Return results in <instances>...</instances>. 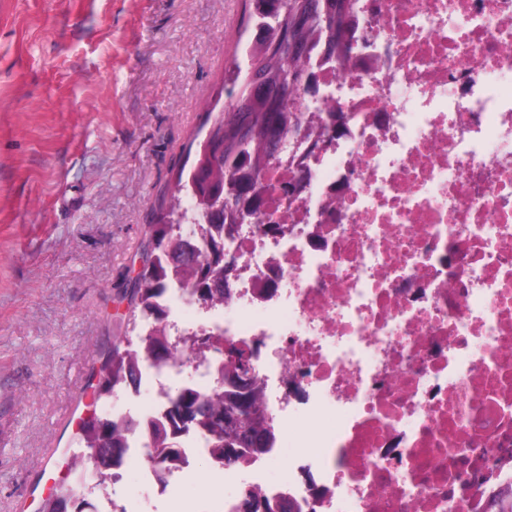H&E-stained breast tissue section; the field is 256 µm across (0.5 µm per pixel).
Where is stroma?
<instances>
[{
  "label": "stroma",
  "mask_w": 512,
  "mask_h": 512,
  "mask_svg": "<svg viewBox=\"0 0 512 512\" xmlns=\"http://www.w3.org/2000/svg\"><path fill=\"white\" fill-rule=\"evenodd\" d=\"M243 0H0V512H40L55 449L104 413L99 369L131 329L124 297L147 224L237 51ZM87 512H201L198 461L166 498L136 473L81 471Z\"/></svg>",
  "instance_id": "1"
}]
</instances>
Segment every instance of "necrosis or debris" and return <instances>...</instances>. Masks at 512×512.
<instances>
[{"instance_id": "4bbe7bcc", "label": "necrosis or debris", "mask_w": 512, "mask_h": 512, "mask_svg": "<svg viewBox=\"0 0 512 512\" xmlns=\"http://www.w3.org/2000/svg\"><path fill=\"white\" fill-rule=\"evenodd\" d=\"M349 51H312L316 153L261 176L260 224H228L235 265L205 317L184 289L161 305L176 359L143 364L127 405L123 468L156 496L208 452L184 433L158 470L141 428L166 420L170 378L210 388L200 361L235 345L275 437L293 433L288 480L255 489L290 512H491L512 484V0H356ZM308 178L293 196L298 167Z\"/></svg>"}]
</instances>
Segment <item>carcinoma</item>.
I'll return each mask as SVG.
<instances>
[{"instance_id": "cac0c4a2", "label": "carcinoma", "mask_w": 512, "mask_h": 512, "mask_svg": "<svg viewBox=\"0 0 512 512\" xmlns=\"http://www.w3.org/2000/svg\"><path fill=\"white\" fill-rule=\"evenodd\" d=\"M246 2L247 24L254 26L256 38L228 70L232 102L210 124L213 141L197 144L190 168L180 169L170 206L147 225V245L140 254L144 268L131 281V302L144 321L162 315L159 299L168 288H184L204 304L224 301V240L216 237V230L258 217L257 209L245 212L243 205L257 197L261 174L279 160L270 147L271 127L285 142L301 130L304 115L295 111V102L304 93L298 78L307 74L308 55L321 42L326 56H337L336 27L350 25L354 9V0H320L324 6L318 11L309 9L310 0ZM185 224L192 225L196 243L175 247L173 243L184 238ZM132 331L136 342L125 338V347H113L100 369L101 397L125 390L143 359L164 366L175 358L164 327L147 333L134 321ZM224 367L234 373L232 388H180L170 399L172 413L184 428L207 439L224 465H247L271 451L274 436L252 368L232 360ZM133 426V420L110 414L83 426L86 450L112 449V457L92 463L97 473L110 476L112 468L122 464ZM150 433L161 448L159 463L178 461L180 440L158 424L150 425ZM241 497L250 502L248 512H286L282 500L252 488ZM43 512H83L78 492L62 488Z\"/></svg>"}]
</instances>
